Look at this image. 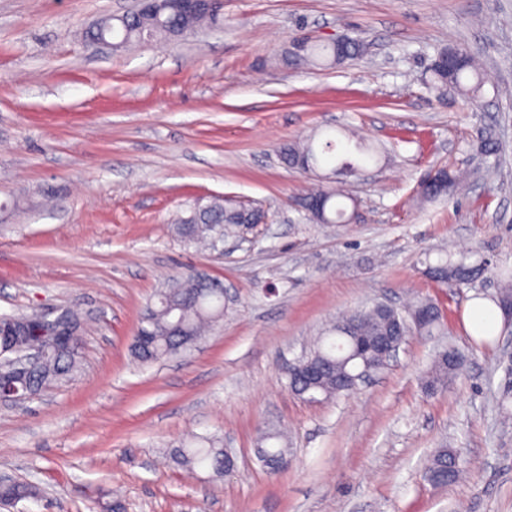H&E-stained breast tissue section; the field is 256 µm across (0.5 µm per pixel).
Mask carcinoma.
Masks as SVG:
<instances>
[{"label": "carcinoma", "mask_w": 512, "mask_h": 512, "mask_svg": "<svg viewBox=\"0 0 512 512\" xmlns=\"http://www.w3.org/2000/svg\"><path fill=\"white\" fill-rule=\"evenodd\" d=\"M222 22L224 12L220 3L190 16L174 9L159 14H127L101 21L86 32V40L92 45L110 37L112 48L119 49L155 37L175 39L182 30H198ZM300 44L301 49L296 53L286 48L282 50V64L339 67L359 54V46L354 42H316L302 37ZM450 51L455 53L459 64L452 69L444 65H431L426 83L441 100L450 91L466 99L479 98L483 85L478 61L461 47L441 48L436 52L435 59L447 57ZM354 148L352 152L332 137L316 145L311 137L304 141L283 143L279 146L278 155L288 168L316 170L327 167L329 171L324 177L331 179L357 173L367 161L374 159L375 151L372 148L359 142ZM461 182L462 175L450 170L446 185L419 191L420 199L435 200L458 189ZM342 197L344 194L340 188L330 186L312 191L305 196V200L320 201L321 208L314 215L319 223L336 224L348 220L346 209L339 202ZM255 219L252 208L214 198L206 206L191 211L189 216L181 219L177 230L188 241H205L220 230L228 233L243 224L254 223ZM423 265L424 273L429 278L449 289L469 288L477 280L491 275L499 283L491 301L503 312L512 307V267L492 268L485 258L479 256L474 259L466 254L440 256L434 262L427 255ZM223 316L221 283L196 274L182 276L155 296V301L148 308L145 325L139 328L135 336L132 352L139 361L154 363L193 344L208 324L219 321ZM444 327L442 309L429 299L414 302L405 313L376 303L336 322L329 336L322 339L313 351L300 357V365L320 370L317 378L303 382L294 372L285 373V378L294 391L303 390L315 398H333L347 392L344 382L361 373L371 360V352L363 346L366 341L375 336H391L398 331L405 333L409 330L420 336H436L442 334ZM81 333L82 326H76L67 334L64 342L50 349L43 363L18 378L16 385L34 398L47 387L71 378L78 364ZM458 356L459 351L453 347L441 350L425 375V386L430 389L447 386L448 381L464 367V364L455 361ZM257 452L271 474L278 472L288 462V443L277 430L265 431ZM175 457L190 468H207L216 474L232 469L231 463L224 459L220 441L212 438L181 445L175 451ZM460 475L459 461L452 449H436L426 466L428 480L436 486H444L456 482ZM37 496V488L27 483L0 484V501L17 504Z\"/></svg>", "instance_id": "1"}]
</instances>
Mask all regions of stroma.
<instances>
[{
	"label": "stroma",
	"mask_w": 512,
	"mask_h": 512,
	"mask_svg": "<svg viewBox=\"0 0 512 512\" xmlns=\"http://www.w3.org/2000/svg\"><path fill=\"white\" fill-rule=\"evenodd\" d=\"M134 0H0V316L74 311L80 370L38 398L0 404V479L38 498L0 512H512V331L474 336L468 303L492 280L449 290L425 253L512 266V0H224V27L116 51L85 33ZM348 36L337 68L284 66L292 37ZM479 58L476 101L424 83L438 49ZM349 129L383 151L346 179V223L298 205L317 179L280 164V143ZM494 134L499 154L480 141ZM464 186L414 193L437 165ZM259 206L266 224L203 249L177 232L211 198ZM227 289L223 321L152 364L131 344L157 290L188 271ZM431 298L441 336L411 335L396 361L348 394L292 392L283 368L337 318ZM451 345L466 364L447 388L423 376ZM288 429L291 459L266 471L263 429ZM221 438L218 477L174 453ZM460 449L466 482L424 477L435 448Z\"/></svg>",
	"instance_id": "35a3bbf8"
}]
</instances>
